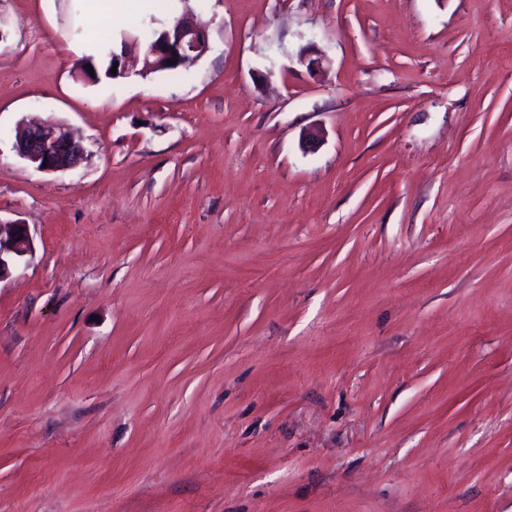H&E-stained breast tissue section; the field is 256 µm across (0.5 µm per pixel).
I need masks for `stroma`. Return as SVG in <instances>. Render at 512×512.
<instances>
[{
  "mask_svg": "<svg viewBox=\"0 0 512 512\" xmlns=\"http://www.w3.org/2000/svg\"><path fill=\"white\" fill-rule=\"evenodd\" d=\"M96 2L0 0V512H512V0H168L104 40L207 55L83 84ZM210 49L209 38L203 27L189 24L182 18H175L164 25L159 35L150 42L144 56L142 75H148L149 72L182 70L171 68L194 65ZM173 52H176V55H173ZM173 58H177V62L167 65ZM14 149L36 170L47 173L68 170L86 153L81 132L63 123L21 128L16 135ZM45 158H48V163H45ZM20 228H23V232H20ZM32 250V237L27 224H0V282L19 272Z\"/></svg>",
  "mask_w": 512,
  "mask_h": 512,
  "instance_id": "35a3bbf8",
  "label": "stroma"
}]
</instances>
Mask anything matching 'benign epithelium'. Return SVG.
Wrapping results in <instances>:
<instances>
[{"label":"benign epithelium","instance_id":"benign-epithelium-1","mask_svg":"<svg viewBox=\"0 0 512 512\" xmlns=\"http://www.w3.org/2000/svg\"><path fill=\"white\" fill-rule=\"evenodd\" d=\"M211 49L206 30L175 18L164 25L159 35L150 42L145 52L143 74L168 71L195 64ZM107 56L117 64V73L106 71L104 76L114 79L129 74L125 54L109 48ZM177 62L167 65L171 59ZM76 78L90 83L101 81L95 59H80L75 69ZM18 156L40 172H63L75 165L86 153L81 132L69 124L28 125L15 138ZM33 250L28 226L18 222L0 224V282L11 278L26 264L25 258Z\"/></svg>","mask_w":512,"mask_h":512}]
</instances>
